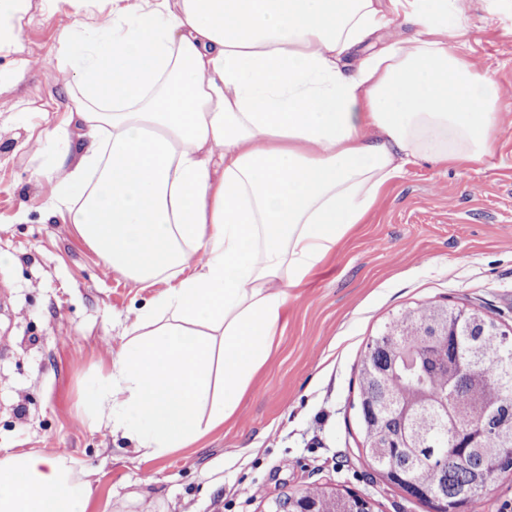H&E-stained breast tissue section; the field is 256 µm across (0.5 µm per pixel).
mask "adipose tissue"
<instances>
[{"instance_id":"1","label":"adipose tissue","mask_w":512,"mask_h":512,"mask_svg":"<svg viewBox=\"0 0 512 512\" xmlns=\"http://www.w3.org/2000/svg\"><path fill=\"white\" fill-rule=\"evenodd\" d=\"M65 35L92 142L59 202L108 269L175 284L134 313L112 389L86 407L163 456L234 416L304 281L405 163L481 161L499 88L448 46L455 0H82ZM420 38L345 71L389 17ZM37 452L0 457V512H89Z\"/></svg>"}]
</instances>
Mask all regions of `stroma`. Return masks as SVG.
<instances>
[{
	"label": "stroma",
	"instance_id": "1",
	"mask_svg": "<svg viewBox=\"0 0 512 512\" xmlns=\"http://www.w3.org/2000/svg\"><path fill=\"white\" fill-rule=\"evenodd\" d=\"M466 26L448 43L503 96L481 162L405 165L361 224L299 285L238 417L191 447L144 455L96 421L85 399L112 386L126 315L149 287L109 270L54 210L57 157L88 143L79 93L59 55L93 23L78 0H31L16 43L0 47V453L56 458L90 483L96 512H271L312 486L355 493L373 512H433L369 464L359 424L360 359L394 317L426 306L481 311L512 329V0H456ZM393 17L345 59L416 36Z\"/></svg>",
	"mask_w": 512,
	"mask_h": 512
}]
</instances>
